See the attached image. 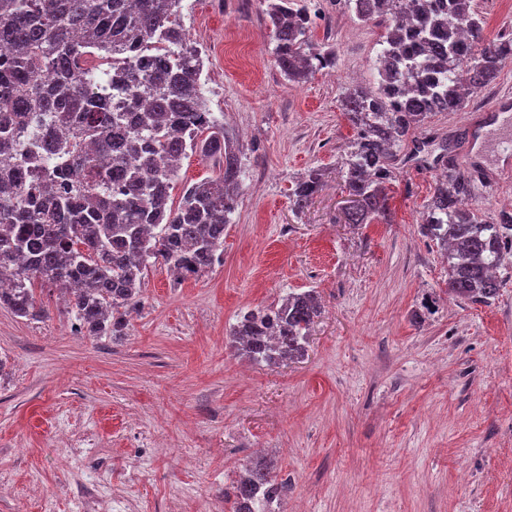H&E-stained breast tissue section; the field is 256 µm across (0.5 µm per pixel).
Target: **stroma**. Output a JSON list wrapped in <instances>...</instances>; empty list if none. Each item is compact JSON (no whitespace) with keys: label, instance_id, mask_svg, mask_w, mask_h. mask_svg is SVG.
<instances>
[{"label":"stroma","instance_id":"35a3bbf8","mask_svg":"<svg viewBox=\"0 0 512 512\" xmlns=\"http://www.w3.org/2000/svg\"><path fill=\"white\" fill-rule=\"evenodd\" d=\"M302 3L337 63L298 84L275 63L265 0H183L242 162L223 264L181 282L149 265L117 339L76 332L55 290L41 321L0 308V512H228L225 488L263 448L290 485L284 512H512V279L489 306L449 298L419 231L435 169L400 165L388 220L347 223L341 100L376 82L384 30ZM506 90L512 60L428 138L460 168H512V117L481 121ZM312 168L323 187L295 213ZM308 289L323 312L302 358L248 364L227 346L241 311ZM426 294L438 311L414 322ZM313 169L309 173L296 180L292 186L290 199L293 202L295 212H303L312 201L313 196L319 191L322 185V173Z\"/></svg>","mask_w":512,"mask_h":512}]
</instances>
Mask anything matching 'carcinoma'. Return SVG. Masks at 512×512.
<instances>
[{
  "instance_id": "cac0c4a2",
  "label": "carcinoma",
  "mask_w": 512,
  "mask_h": 512,
  "mask_svg": "<svg viewBox=\"0 0 512 512\" xmlns=\"http://www.w3.org/2000/svg\"><path fill=\"white\" fill-rule=\"evenodd\" d=\"M384 28L379 79L347 89L354 134L340 172L352 197L347 223L389 212L395 162L410 130L436 112H456L512 59V37L484 39L474 0H336ZM276 63L300 83L336 67V53L311 39L314 15L297 0H269ZM202 52L182 21V0H0V308L47 315L37 289H57L79 331L122 336L154 260L182 281L221 263L224 228L242 191L224 124L207 108ZM207 137H202L203 133ZM414 147L442 170L420 232L448 263V293L486 306L512 263V211L488 221L467 202L471 176L450 148ZM220 168L186 186L183 159ZM322 185L313 169L290 199L304 211ZM321 304L311 291L248 308L228 333L238 355L275 365L303 355ZM288 494V480L258 456L224 490L230 512H251Z\"/></svg>"
}]
</instances>
